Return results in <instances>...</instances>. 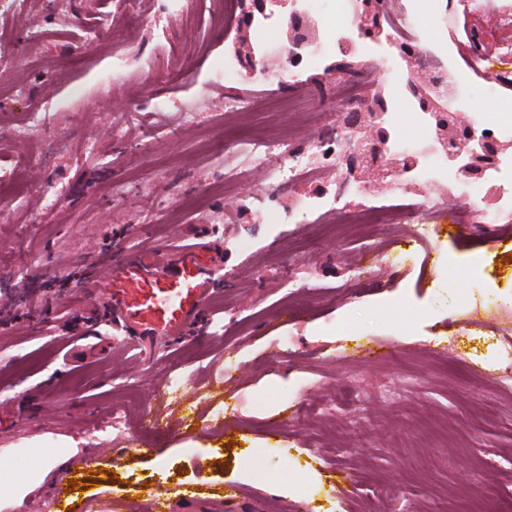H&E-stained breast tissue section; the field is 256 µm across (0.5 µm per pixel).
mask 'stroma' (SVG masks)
<instances>
[{
	"instance_id": "1",
	"label": "stroma",
	"mask_w": 512,
	"mask_h": 512,
	"mask_svg": "<svg viewBox=\"0 0 512 512\" xmlns=\"http://www.w3.org/2000/svg\"><path fill=\"white\" fill-rule=\"evenodd\" d=\"M225 0H13L0 11V512H512V399L479 367L512 338V212L487 231L457 221L442 170L415 193L425 240L394 224H279L239 207L274 189L246 145L292 132L313 149L336 114L328 53L284 84L301 114L226 113L234 36ZM427 52L456 54L451 105L512 113V32L479 5L449 28L444 0H396ZM137 24L112 26L127 11ZM482 56L483 67L473 65ZM193 239L224 251L218 300L181 340L138 353L118 326L80 332L101 308L88 279L109 257ZM189 374L184 390L170 379ZM122 428L106 430L112 417ZM66 458L36 485L43 454ZM115 470L103 479L101 472ZM81 483L69 490V480Z\"/></svg>"
}]
</instances>
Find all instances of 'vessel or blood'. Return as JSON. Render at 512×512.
<instances>
[{
	"label": "vessel or blood",
	"instance_id": "b4317fda",
	"mask_svg": "<svg viewBox=\"0 0 512 512\" xmlns=\"http://www.w3.org/2000/svg\"><path fill=\"white\" fill-rule=\"evenodd\" d=\"M221 255L197 242L115 260L98 288L124 336L140 344L184 335L214 300Z\"/></svg>",
	"mask_w": 512,
	"mask_h": 512
}]
</instances>
